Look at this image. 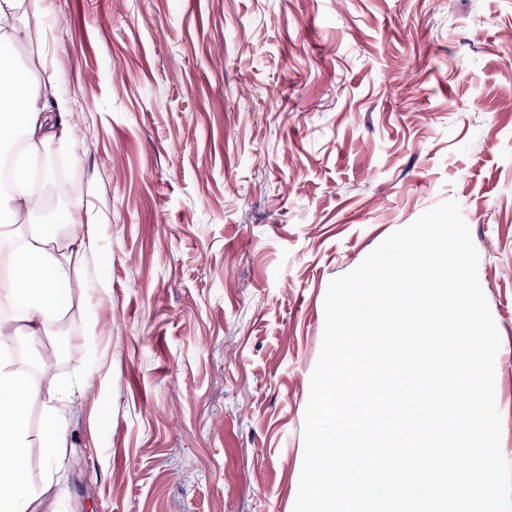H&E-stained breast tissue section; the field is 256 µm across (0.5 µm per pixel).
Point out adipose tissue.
<instances>
[{"mask_svg":"<svg viewBox=\"0 0 512 512\" xmlns=\"http://www.w3.org/2000/svg\"><path fill=\"white\" fill-rule=\"evenodd\" d=\"M54 75L37 76L8 63L0 52V134H20L26 147L14 166V188L0 193V222L16 223L42 211V202L27 188V157L45 143L70 137L64 120L72 104L54 92ZM98 214L81 202H72L50 214L25 243L13 249L8 268L20 310L0 313V448L8 453V468L0 470V512H34L36 496L24 477L28 467L27 409L42 392L30 386L13 368L9 347L15 337L38 341L61 314V290L72 276L73 254L94 253Z\"/></svg>","mask_w":512,"mask_h":512,"instance_id":"obj_1","label":"adipose tissue"}]
</instances>
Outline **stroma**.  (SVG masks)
Returning a JSON list of instances; mask_svg holds the SVG:
<instances>
[{"mask_svg":"<svg viewBox=\"0 0 512 512\" xmlns=\"http://www.w3.org/2000/svg\"><path fill=\"white\" fill-rule=\"evenodd\" d=\"M27 31L79 130L43 153L100 216L17 340L66 406L51 464L28 408L38 512H293L328 285L448 200L512 463V0H45Z\"/></svg>","mask_w":512,"mask_h":512,"instance_id":"35a3bbf8","label":"stroma"}]
</instances>
